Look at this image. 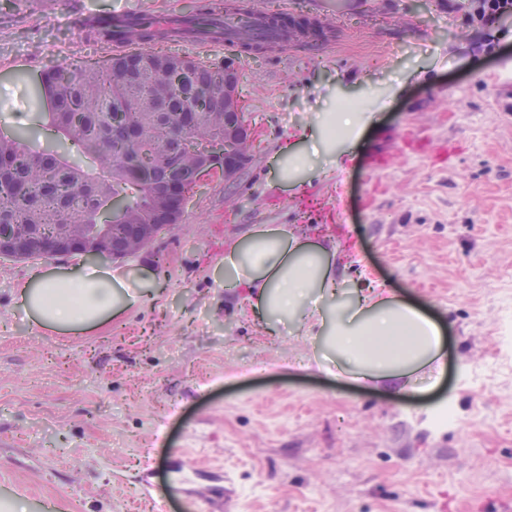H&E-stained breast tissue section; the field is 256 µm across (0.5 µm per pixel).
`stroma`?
Returning a JSON list of instances; mask_svg holds the SVG:
<instances>
[{
    "instance_id": "stroma-1",
    "label": "stroma",
    "mask_w": 512,
    "mask_h": 512,
    "mask_svg": "<svg viewBox=\"0 0 512 512\" xmlns=\"http://www.w3.org/2000/svg\"><path fill=\"white\" fill-rule=\"evenodd\" d=\"M199 0H0V130L27 126L32 79L101 61L83 17L190 13ZM326 25L324 48L240 63L253 158L198 185L177 226L117 262L154 299L84 334L36 327L14 296L81 257L0 258V496L57 512H512V28L444 0H258ZM362 103L352 137L325 113ZM331 144L281 180L301 134ZM257 224L346 244L361 278L445 329L447 373L392 399L297 359L224 287V249ZM451 422H442V415Z\"/></svg>"
}]
</instances>
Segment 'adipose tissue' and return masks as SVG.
Segmentation results:
<instances>
[{"label": "adipose tissue", "instance_id": "1", "mask_svg": "<svg viewBox=\"0 0 512 512\" xmlns=\"http://www.w3.org/2000/svg\"><path fill=\"white\" fill-rule=\"evenodd\" d=\"M347 271L335 250L304 238L285 224H258L224 252V285L244 290L251 309L268 328L294 323L318 339L337 374L377 385L398 397L410 376L423 367L443 373L441 329L437 322L382 286L340 298ZM152 281L129 279L107 268L88 267L75 275L35 272L16 300L40 328L56 333L86 332L140 304Z\"/></svg>", "mask_w": 512, "mask_h": 512}]
</instances>
